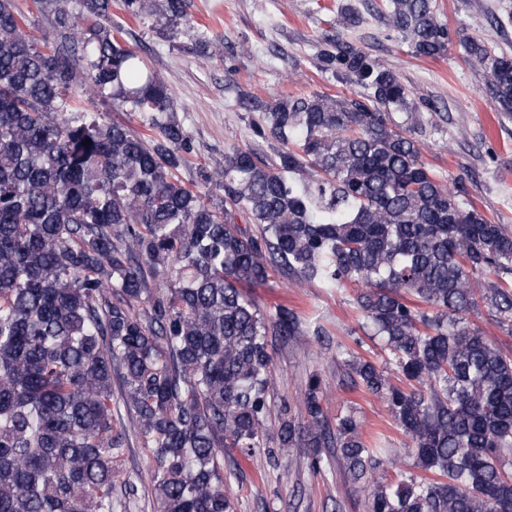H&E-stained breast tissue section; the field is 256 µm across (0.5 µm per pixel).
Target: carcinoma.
Segmentation results:
<instances>
[{"label": "carcinoma", "mask_w": 512, "mask_h": 512, "mask_svg": "<svg viewBox=\"0 0 512 512\" xmlns=\"http://www.w3.org/2000/svg\"><path fill=\"white\" fill-rule=\"evenodd\" d=\"M149 0H121L140 20ZM164 38L192 24L189 0H162ZM26 31L0 0V512H129L114 495L135 436L156 460L157 512H234L224 449L267 447L273 352L299 336L296 312L267 314L246 289L280 270L356 304L401 377L354 349L345 364L411 439L415 467L382 483L352 414L325 423L309 379L306 423L283 409L278 448L311 449L368 490L367 512H512V352L468 315L484 304L512 332V227L442 184L392 111H412L399 75L326 38L322 67L361 88L267 103L254 136L215 181L179 177L193 147L168 84L112 23V0H35ZM416 58L448 49L435 0H387ZM494 103L512 112V59L476 41ZM83 91L137 115L147 137L71 100ZM91 140L85 145V140ZM258 231L235 224L238 212ZM132 429L112 413V381ZM336 449L335 460L320 449Z\"/></svg>", "instance_id": "carcinoma-1"}]
</instances>
